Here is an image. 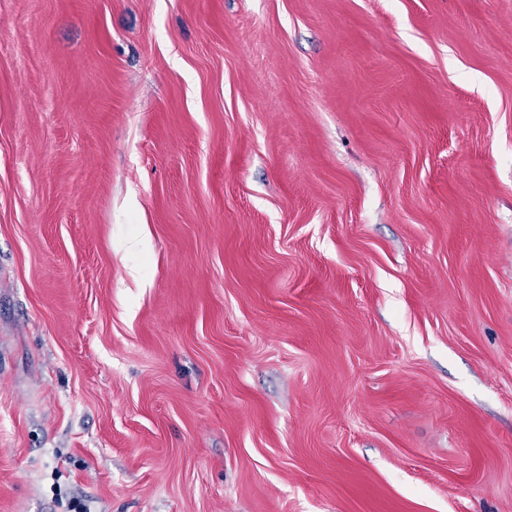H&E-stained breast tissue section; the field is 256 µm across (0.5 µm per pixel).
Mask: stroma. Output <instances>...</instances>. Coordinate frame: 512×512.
Returning <instances> with one entry per match:
<instances>
[{"instance_id": "stroma-1", "label": "stroma", "mask_w": 512, "mask_h": 512, "mask_svg": "<svg viewBox=\"0 0 512 512\" xmlns=\"http://www.w3.org/2000/svg\"><path fill=\"white\" fill-rule=\"evenodd\" d=\"M512 512V0H0V512Z\"/></svg>"}]
</instances>
